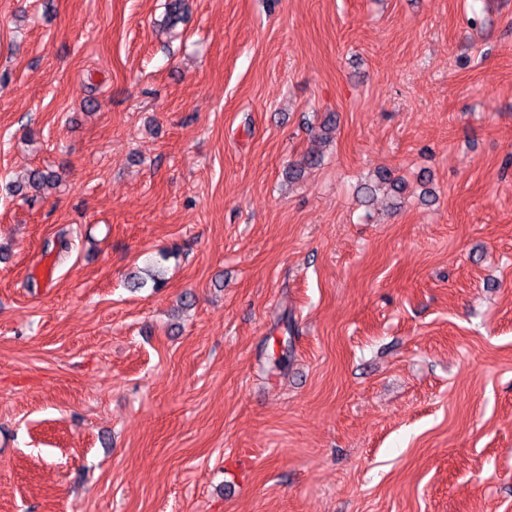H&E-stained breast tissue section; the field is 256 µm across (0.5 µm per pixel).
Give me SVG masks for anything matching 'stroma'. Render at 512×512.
Here are the masks:
<instances>
[{
    "instance_id": "stroma-1",
    "label": "stroma",
    "mask_w": 512,
    "mask_h": 512,
    "mask_svg": "<svg viewBox=\"0 0 512 512\" xmlns=\"http://www.w3.org/2000/svg\"><path fill=\"white\" fill-rule=\"evenodd\" d=\"M163 3L0 0V512H512V0Z\"/></svg>"
}]
</instances>
